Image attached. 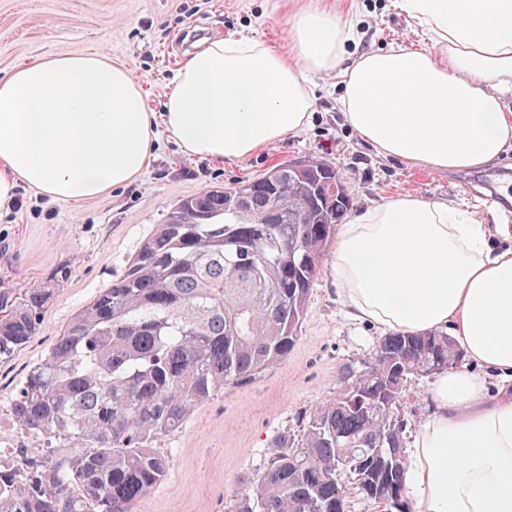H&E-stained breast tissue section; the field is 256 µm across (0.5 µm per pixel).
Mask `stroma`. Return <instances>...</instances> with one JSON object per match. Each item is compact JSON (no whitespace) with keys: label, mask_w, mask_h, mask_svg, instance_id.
Masks as SVG:
<instances>
[{"label":"stroma","mask_w":512,"mask_h":512,"mask_svg":"<svg viewBox=\"0 0 512 512\" xmlns=\"http://www.w3.org/2000/svg\"><path fill=\"white\" fill-rule=\"evenodd\" d=\"M312 5L351 16L366 49L425 42L394 0H0V76L48 55L104 53L140 81L148 111L159 113L196 42L247 35L284 53L289 17ZM309 80L314 108L304 130L246 158L190 155L162 133L146 171L129 186L81 203L18 189L22 209L0 212V289L20 292L60 269L66 277L39 333L0 360V442L18 438L9 403L27 370L44 361L69 321L125 271L182 199L312 156L340 169L354 209L412 192L467 208L484 224L512 225V150L488 167L456 172L384 158L346 124L335 79ZM382 336L347 316L330 265L322 263L288 356L249 385H225L181 430L158 440L168 475L134 512H230L235 495L265 472L275 439L298 432L305 415L340 388L343 365L367 360Z\"/></svg>","instance_id":"1"}]
</instances>
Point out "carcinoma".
Listing matches in <instances>:
<instances>
[{
	"label": "carcinoma",
	"mask_w": 512,
	"mask_h": 512,
	"mask_svg": "<svg viewBox=\"0 0 512 512\" xmlns=\"http://www.w3.org/2000/svg\"><path fill=\"white\" fill-rule=\"evenodd\" d=\"M318 160L179 202L125 272L60 333L10 402L25 438L0 451V512H133L169 469L155 447L224 385H248L298 340L319 266L351 207ZM60 277L0 290V356L40 330ZM446 334H390L301 433L276 439L268 468L231 512H349L336 472L389 512H412L404 473L408 378L462 363Z\"/></svg>",
	"instance_id": "cac0c4a2"
}]
</instances>
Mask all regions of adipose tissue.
Wrapping results in <instances>:
<instances>
[{"instance_id": "adipose-tissue-1", "label": "adipose tissue", "mask_w": 512, "mask_h": 512, "mask_svg": "<svg viewBox=\"0 0 512 512\" xmlns=\"http://www.w3.org/2000/svg\"><path fill=\"white\" fill-rule=\"evenodd\" d=\"M427 45L365 51L350 20L313 6L291 54L258 39L205 41L179 69L162 116L137 80L98 54L43 57L0 78V207L18 186L80 203L135 182L158 127L191 154L245 158L302 130L310 72L337 77L347 124L380 156L460 171L512 149V0H398ZM460 208L409 193L340 225L331 256L348 316L385 332L446 331L465 365L436 374L406 450L418 512H512V247ZM499 386L489 391V377Z\"/></svg>"}]
</instances>
